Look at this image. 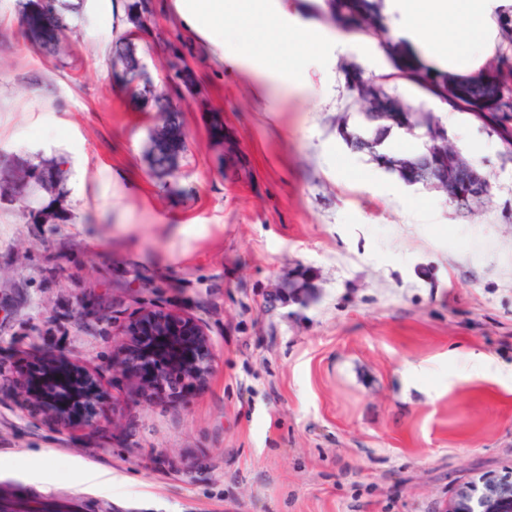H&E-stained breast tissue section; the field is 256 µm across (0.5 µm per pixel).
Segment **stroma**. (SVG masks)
<instances>
[{
  "mask_svg": "<svg viewBox=\"0 0 512 512\" xmlns=\"http://www.w3.org/2000/svg\"><path fill=\"white\" fill-rule=\"evenodd\" d=\"M131 0H58L54 51L0 0V164L54 170L0 200V365L16 339L97 368L99 431L58 433L0 402V508L25 512H443L455 488L512 472V133L398 76L351 33L297 95L256 99L174 0L133 39L134 94L108 58ZM197 93L171 80L172 50ZM381 78L410 111L457 116L488 197L460 207L345 140ZM180 107L177 168L151 137ZM208 329L216 368L177 404L130 403L112 340L142 294ZM112 484L102 488L101 478Z\"/></svg>",
  "mask_w": 512,
  "mask_h": 512,
  "instance_id": "stroma-1",
  "label": "stroma"
}]
</instances>
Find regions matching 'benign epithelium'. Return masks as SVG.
Listing matches in <instances>:
<instances>
[{"instance_id": "1", "label": "benign epithelium", "mask_w": 512, "mask_h": 512, "mask_svg": "<svg viewBox=\"0 0 512 512\" xmlns=\"http://www.w3.org/2000/svg\"><path fill=\"white\" fill-rule=\"evenodd\" d=\"M360 98L365 111L391 129H425L424 156L385 161L402 181L433 184L461 203L488 194L487 178L448 143L447 132L431 115L407 112L400 99L383 97L377 78L365 85ZM17 356L11 400L23 413L62 433L75 426L99 427V410L109 396L99 371L53 349L35 355L20 350ZM112 371L126 378L131 401L173 403L182 392L206 383L215 371L208 329L191 315L147 303L127 320ZM444 512H512V476L488 475L458 487Z\"/></svg>"}]
</instances>
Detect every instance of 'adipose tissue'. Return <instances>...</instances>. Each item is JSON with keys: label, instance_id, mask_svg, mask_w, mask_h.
Returning <instances> with one entry per match:
<instances>
[{"label": "adipose tissue", "instance_id": "adipose-tissue-1", "mask_svg": "<svg viewBox=\"0 0 512 512\" xmlns=\"http://www.w3.org/2000/svg\"><path fill=\"white\" fill-rule=\"evenodd\" d=\"M184 23L216 47L224 66L256 78L259 90L303 89L302 73L347 43L288 14L281 0H175ZM403 53L419 52L452 77L481 70L502 0H390Z\"/></svg>", "mask_w": 512, "mask_h": 512}]
</instances>
